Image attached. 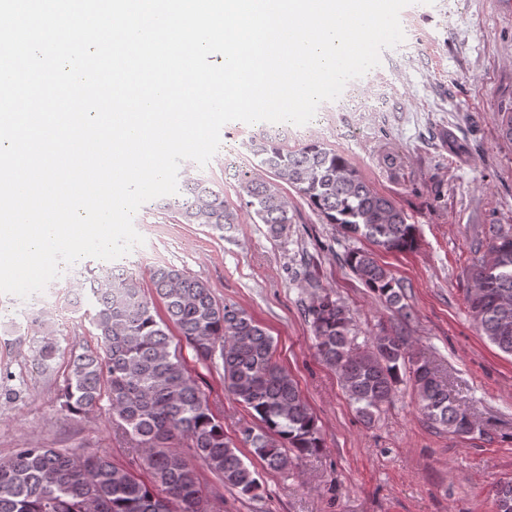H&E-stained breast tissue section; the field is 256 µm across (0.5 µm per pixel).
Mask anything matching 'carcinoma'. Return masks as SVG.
Segmentation results:
<instances>
[{
  "mask_svg": "<svg viewBox=\"0 0 512 512\" xmlns=\"http://www.w3.org/2000/svg\"><path fill=\"white\" fill-rule=\"evenodd\" d=\"M254 166L269 170L267 182L257 173L237 170L246 193L244 207L278 238L290 220L288 197L279 183L292 187L329 224L364 238L385 251L414 248V225L386 196L371 188L342 154L311 141L296 150L280 133L264 131L251 140ZM165 207L191 224L224 232L238 214L222 194L185 179ZM351 269L389 305L401 311L402 288L374 253L358 250L347 256ZM466 299L479 333L512 356V236L497 234L487 254L469 273ZM167 319L155 314L140 281L114 268L91 280L87 289L90 323L103 352L74 356L66 380L64 405L75 415L96 408L107 394L112 422L142 449L152 481L117 466L107 455H75L54 448H20L0 460V512H207L195 469L173 449L186 439L194 456L223 484L252 494L260 489L257 473L237 454L224 434V424L210 409L195 379L170 349L174 325L196 356L220 355L224 389L251 409L263 430H240L239 441L274 471H284L292 458L318 454L323 439L316 419L294 379L273 361V339L244 310L219 303L210 287L174 266L151 272ZM322 360L339 377L350 402L366 421L392 398L402 375L413 382L420 412L434 425L468 435L475 421L459 408L448 382L431 365L411 353L408 339L380 333L365 347L350 336L346 309L329 295L316 296L307 308ZM27 328L38 336L37 364L48 368L57 351L53 331L36 316Z\"/></svg>",
  "mask_w": 512,
  "mask_h": 512,
  "instance_id": "1",
  "label": "carcinoma"
}]
</instances>
